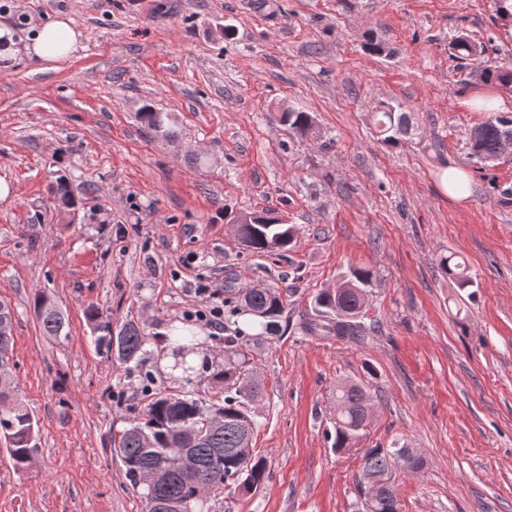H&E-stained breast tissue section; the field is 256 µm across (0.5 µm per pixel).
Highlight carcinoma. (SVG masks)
<instances>
[{
    "mask_svg": "<svg viewBox=\"0 0 512 512\" xmlns=\"http://www.w3.org/2000/svg\"><path fill=\"white\" fill-rule=\"evenodd\" d=\"M451 55L468 60L475 54L471 42L456 38L450 46ZM482 79L512 89V66L503 65L482 73ZM378 120L383 141L393 145L408 133L411 118L390 105L379 107ZM137 117L143 128L157 140L177 144L181 138L174 113L165 112L149 103ZM279 120L297 137L316 133L314 117L300 109L279 112ZM512 135V118L494 117L478 125L471 137L474 154L490 161L500 154L502 139ZM54 199L65 207L73 205L68 183L58 177L49 186ZM238 241L243 249L258 256L279 255L288 250L296 237V228L270 217L265 224L236 225ZM442 266L457 288L472 286L461 263L450 255ZM372 274L354 269L342 278L333 290H322L314 296L312 318L300 322L306 334L318 332L340 339L359 340L375 329L365 322L363 312L367 288ZM288 292L274 287H258L224 291V307L231 316L249 315L266 334L280 329V318L287 305ZM34 308L39 327L45 336L55 339L68 336L63 311L50 296L35 299ZM93 341L97 349L124 364L137 362L149 337L133 320L112 325V318L92 305L86 310ZM15 316L10 305L0 302V440L6 444L9 461L16 471L26 469L39 453L34 418L19 396L15 385V363L12 356ZM242 328L235 335L224 337V366L213 373V381L224 386V401L216 403L193 392L154 393L138 420L129 422L117 444L111 448L129 481L145 486L146 512H209L208 500L224 495V488L254 493L262 486L267 464L255 453L252 439L256 430L254 405L261 392V381L251 362L247 345L243 344ZM186 346L175 354L174 367L185 373L194 370L188 356L199 352L196 336H183ZM373 395L357 382H344L334 395L332 448L343 452L353 448L364 437L369 423ZM194 458L192 470L184 472L175 465L178 456ZM426 459L414 448L399 445L367 448L363 465L355 479L358 495L368 494V502H356V512H400L396 492L397 474L418 472Z\"/></svg>",
    "mask_w": 512,
    "mask_h": 512,
    "instance_id": "cac0c4a2",
    "label": "carcinoma"
}]
</instances>
